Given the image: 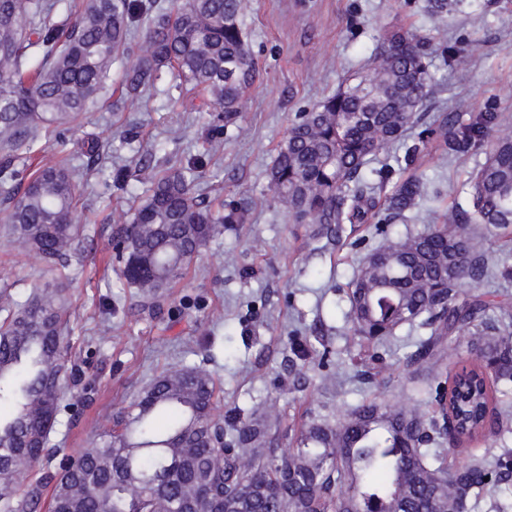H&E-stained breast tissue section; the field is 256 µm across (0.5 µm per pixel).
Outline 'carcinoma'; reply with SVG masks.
<instances>
[{
	"label": "carcinoma",
	"mask_w": 512,
	"mask_h": 512,
	"mask_svg": "<svg viewBox=\"0 0 512 512\" xmlns=\"http://www.w3.org/2000/svg\"><path fill=\"white\" fill-rule=\"evenodd\" d=\"M38 0H0V143L32 150L43 124L87 111L112 64L130 59L123 97L156 89L160 69L175 70L180 96H207V107L237 122L256 79L243 35L245 0H87L63 29L42 20ZM142 46L133 50L136 40ZM429 39L411 29L387 32L362 68L291 124L269 172L274 197L314 235L339 237L344 224L375 221L377 247L351 284L353 335L374 340L404 325L428 331L407 364L436 373L449 344L464 339L466 361L426 404L370 401L341 417L317 414L281 448L273 427L281 410L233 413L224 447L215 410L220 386L197 366L164 369L130 404L91 427L88 446L51 468V435L61 425L73 371L66 367L70 302L62 288L0 297V512H471L512 467L475 454L472 443L502 440L495 384L512 380V308L471 293L489 272L485 224L512 227V130L503 129L469 176L467 205L417 234L388 225L418 209L424 182L406 177L376 211L383 185L368 177L372 158L389 151L424 118L434 77ZM493 112L442 113L427 128L442 152L461 153L496 124ZM88 163L40 166L0 180L8 235L51 268L68 267L88 239L73 221L79 173ZM191 168H165L115 234L122 276L143 307L160 310L166 289L224 224H241L250 203L215 209L192 194ZM455 422L458 465L444 468L448 441L435 407ZM233 496L224 497V488Z\"/></svg>",
	"instance_id": "carcinoma-1"
}]
</instances>
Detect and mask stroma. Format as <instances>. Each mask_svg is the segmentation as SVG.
Here are the masks:
<instances>
[{
    "label": "stroma",
    "instance_id": "obj_1",
    "mask_svg": "<svg viewBox=\"0 0 512 512\" xmlns=\"http://www.w3.org/2000/svg\"><path fill=\"white\" fill-rule=\"evenodd\" d=\"M475 12L483 14L482 25L472 24ZM395 26L418 30L435 46L425 123L444 112L491 111L512 128V0H462L459 10L443 16L432 15L427 0H248L244 32L257 77L236 124L225 126L198 97L172 109L179 92L166 69L150 101L120 102L125 65L117 62L95 107L42 131L36 161H57L91 142L99 151L90 187L78 201L77 221L89 225L90 240L73 255L68 279L10 245L0 227V292L20 295L61 282L70 298L67 357L83 385L67 396L70 425L52 436L58 455L84 448L86 428L175 363L220 379V418L235 408L248 412L273 403L292 434L315 411L337 415L363 401L427 398L433 377L404 362L411 350L408 329L376 350L347 345L346 285L374 243L366 225L348 224L336 241H315L311 225L295 223L268 189V169L296 113L334 92ZM444 45L460 50L466 66H449L440 52ZM485 153L474 148L450 156L445 166H421L426 196L418 211L396 221L393 233L423 231L428 213L465 202L460 187ZM171 159L201 160L193 193L213 207L245 196L253 208L244 223L225 225L200 250L161 312L152 314L120 276L111 240L143 197L152 170ZM230 250L238 256L233 265L224 262ZM327 345L343 367L332 389L323 385L320 364ZM374 365L380 375L364 380L362 371Z\"/></svg>",
    "mask_w": 512,
    "mask_h": 512
}]
</instances>
